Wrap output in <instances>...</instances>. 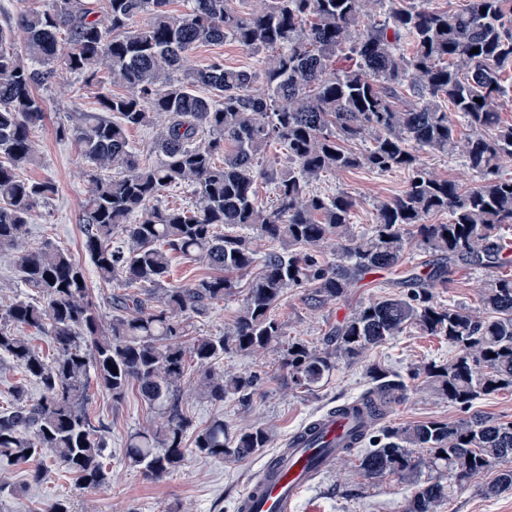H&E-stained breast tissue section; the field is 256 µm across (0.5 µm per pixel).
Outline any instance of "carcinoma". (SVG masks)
Wrapping results in <instances>:
<instances>
[{
  "label": "carcinoma",
  "mask_w": 512,
  "mask_h": 512,
  "mask_svg": "<svg viewBox=\"0 0 512 512\" xmlns=\"http://www.w3.org/2000/svg\"><path fill=\"white\" fill-rule=\"evenodd\" d=\"M168 2L53 0L0 27V254H17L21 281L41 297L0 307V355L23 365L40 389L32 398L17 387L11 407L0 411V461L25 463L49 453L78 485L109 484V426L86 409L93 385L115 401L135 385L157 414L158 421L128 436L125 448L128 466L149 477L179 469L189 451L232 462L269 447L272 435L261 425L233 429L222 417L193 424L180 399L187 359L199 367L202 398L221 404L234 397L250 406L261 375L219 370L215 361L228 350L279 344L284 332L275 310L286 290L301 288L309 304L324 306L370 272L403 263L409 226L437 262L423 275L409 270L407 293L359 307L321 346L289 344L282 365L293 385L310 390L339 362L351 365L416 325L453 347L448 360L412 373L448 404L468 409L481 396L512 388V277L485 282L482 315L437 304L430 294L458 264L502 266L496 230L512 224V179L496 170L503 156H512V125L501 121L497 101L505 93L501 72L512 66V0H470L454 13L389 0L383 19L362 30L354 26L365 0H262L252 12L237 10L233 0H189L181 15L168 11ZM145 14L147 22L136 25ZM17 30L23 55L14 46ZM227 39L261 57L262 69H229L220 60L185 65L194 46ZM59 67L91 89L104 71L124 89L96 92L99 111L79 112L56 130L96 169L81 224L98 274L149 289L143 297L115 295L116 314L106 327L88 300L80 262L52 243L28 242L35 208L57 188L19 171L40 163L32 134L45 103L37 87ZM444 100L451 111L442 109ZM157 116L165 118L156 132L158 158L144 163L128 132ZM458 120L470 129L467 164L483 176L468 189L419 163L422 150L454 147ZM367 136L372 149L346 147ZM274 141L288 146L286 169L264 161ZM358 167L410 172L406 188L379 205L373 230L361 236L349 222L358 205L352 195L310 189L323 172ZM259 180L273 186L270 209L257 203ZM183 184L192 187L194 204H159L165 189ZM437 212L448 213V223H425ZM223 226L248 227L280 250L261 254L252 237L221 233ZM116 234L124 245H112ZM329 246L338 261L327 257ZM175 255L214 274L171 284ZM255 266L260 272L224 334L187 342L185 321L232 294L236 277ZM26 330L53 337L52 361L39 355ZM369 378L362 397L380 404L403 397L399 374L374 365ZM417 448L429 458L415 455ZM353 449L363 450L365 479L396 474L417 485L407 512H438L474 474L512 458V421L467 416L382 426L361 434ZM425 467L433 475L421 483ZM511 487L512 469H503L485 494Z\"/></svg>",
  "instance_id": "cac0c4a2"
}]
</instances>
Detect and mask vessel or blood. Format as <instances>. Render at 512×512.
<instances>
[{
	"instance_id": "obj_1",
	"label": "vessel or blood",
	"mask_w": 512,
	"mask_h": 512,
	"mask_svg": "<svg viewBox=\"0 0 512 512\" xmlns=\"http://www.w3.org/2000/svg\"><path fill=\"white\" fill-rule=\"evenodd\" d=\"M372 423L359 403L313 416L288 436L235 502V512H297L303 491L343 456L351 437Z\"/></svg>"
}]
</instances>
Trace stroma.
<instances>
[{"mask_svg":"<svg viewBox=\"0 0 512 512\" xmlns=\"http://www.w3.org/2000/svg\"><path fill=\"white\" fill-rule=\"evenodd\" d=\"M189 59L196 68L217 59L230 69L260 67L257 56L230 40L197 46L190 51ZM40 93L46 103V118L36 129L34 140L42 163L27 170L26 175L51 180L58 191L47 204L36 209L29 241L37 245L51 240L67 248L80 261L87 275L89 298L107 323L113 314L111 298L121 288L98 277L82 246L79 217L87 197L88 164L73 143L56 135L58 125L67 122L73 113L95 111V99L83 90L81 77L62 68L57 69L52 83L41 88ZM419 157L434 175L454 180L461 186H471L477 180L461 150L446 154L423 151ZM407 178L403 170L328 171L313 182L312 188L330 195L344 190L354 196L358 205L350 214V222L356 232L366 233L376 221L377 205L398 196L405 189ZM488 276L487 269L460 266L448 285L432 288L431 295L439 304H463L478 310L482 307L479 293ZM402 291L394 275L380 273L375 281L359 283L347 299L314 308L305 301L301 290L288 289L276 311L277 319L284 326L282 341L288 344L300 340L312 347L320 345L323 337L358 306ZM244 297V290H237L213 303L206 314L188 318L189 337L222 335ZM451 352L452 347L444 337L429 336L419 328L410 327L387 344L370 350L360 362L339 364L321 387L308 393L294 387L287 370L280 366L279 351L251 354L229 351L220 362L224 370L235 373L257 370L265 374L251 406L242 407L231 398L220 406L202 399L194 388L198 374L194 366L187 369L181 406L199 426L216 415L224 416L235 428L263 425L271 431V446L277 449L290 433L315 414L360 396L370 386L368 367L382 364L404 376L407 384L403 398L388 419L389 425L402 427L432 419L448 421L458 418L457 408L432 395L423 381L411 378L410 373L426 363L446 360ZM89 409L111 427L106 450L112 471L111 485L82 488L62 466L49 459L43 462L44 480L36 484L29 480V465L19 464L0 470V512H46L48 505L57 500L69 503L72 512H233L236 498L267 459L263 452L237 462L192 454L178 471L158 479L147 478L126 467L122 459L130 432L147 424L153 416L138 389L129 388L118 402L104 392L92 390ZM357 470V454L339 459L303 493L298 512H405L416 490L415 484L396 475L364 480ZM495 477L492 470L476 474L444 503L442 512H512V489L492 496L484 493Z\"/></svg>","mask_w":512,"mask_h":512,"instance_id":"1","label":"stroma"}]
</instances>
